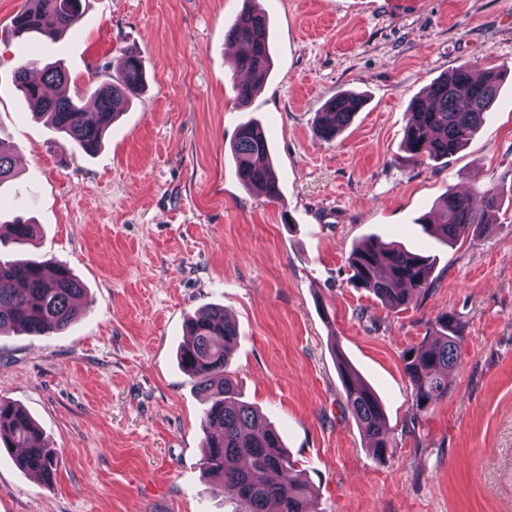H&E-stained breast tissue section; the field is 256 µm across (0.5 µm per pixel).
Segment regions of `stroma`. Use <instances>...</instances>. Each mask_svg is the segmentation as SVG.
Here are the masks:
<instances>
[{"mask_svg": "<svg viewBox=\"0 0 512 512\" xmlns=\"http://www.w3.org/2000/svg\"><path fill=\"white\" fill-rule=\"evenodd\" d=\"M0 0V137L17 152L0 219L38 224L0 253L65 266L82 318L44 336L0 334V397L39 423L49 482L0 451V512H234L200 470L205 406L177 352L186 319L223 307L244 401L282 436L319 512H512V0H257L273 66L248 106L224 25L245 0H88L63 39L21 40ZM137 49L145 84L94 155L59 158L13 82L20 58L63 60L68 92ZM506 75L482 126L445 159H408L414 98L452 68ZM343 91L367 103L332 141L316 112ZM260 121L278 199L245 188L230 145ZM503 187L496 223L448 246L419 218L450 191ZM434 262V285L390 308L349 282L364 238ZM465 324L447 398L416 412L402 355L435 319ZM376 391L392 446L368 448L337 370Z\"/></svg>", "mask_w": 512, "mask_h": 512, "instance_id": "obj_1", "label": "stroma"}]
</instances>
